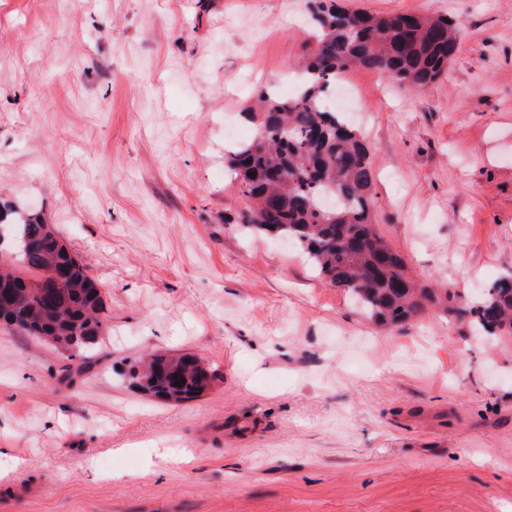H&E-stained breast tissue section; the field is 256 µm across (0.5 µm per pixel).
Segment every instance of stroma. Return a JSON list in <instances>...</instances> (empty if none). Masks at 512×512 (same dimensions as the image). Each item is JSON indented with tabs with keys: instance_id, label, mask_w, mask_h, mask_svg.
Masks as SVG:
<instances>
[{
	"instance_id": "1",
	"label": "stroma",
	"mask_w": 512,
	"mask_h": 512,
	"mask_svg": "<svg viewBox=\"0 0 512 512\" xmlns=\"http://www.w3.org/2000/svg\"><path fill=\"white\" fill-rule=\"evenodd\" d=\"M462 27L424 90L349 69L378 228L418 285L512 277V0H338ZM305 0H0V201L43 214L111 331L66 379L0 329V512H512V338L433 308L367 320L301 250L225 223L251 93L313 44ZM150 351L220 379L184 405ZM124 376L130 385L155 399L179 404L196 400L207 392L217 373L193 354L158 353L131 363ZM175 380L181 387L175 385Z\"/></svg>"
}]
</instances>
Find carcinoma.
Masks as SVG:
<instances>
[{"label": "carcinoma", "instance_id": "1", "mask_svg": "<svg viewBox=\"0 0 512 512\" xmlns=\"http://www.w3.org/2000/svg\"><path fill=\"white\" fill-rule=\"evenodd\" d=\"M310 10L317 32L300 65L301 90L286 99L259 90L257 111L248 113L255 136L227 157L230 179L249 203L236 223L254 236L294 240L319 275L378 325L402 324L430 303L471 318L478 333L512 337V279H498L456 308L435 289L415 286L405 258L376 227L366 140L326 106L336 77L353 66L427 88L457 52V23L327 0H310ZM0 327L68 352L77 374L92 369L93 351L109 332L104 293L87 265L53 225L9 205L0 207ZM124 376L155 399L179 404L207 392L217 373L193 354L158 353L131 363Z\"/></svg>", "mask_w": 512, "mask_h": 512}]
</instances>
